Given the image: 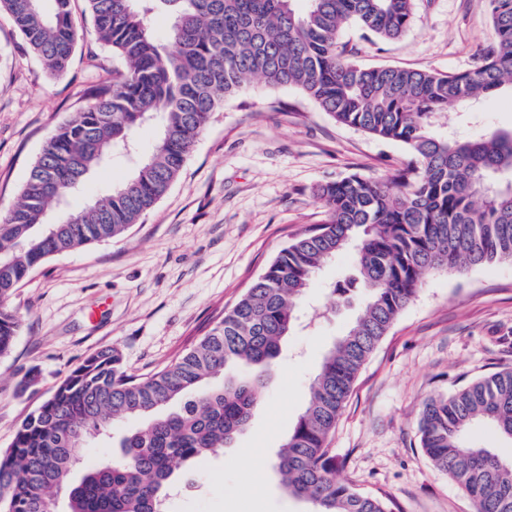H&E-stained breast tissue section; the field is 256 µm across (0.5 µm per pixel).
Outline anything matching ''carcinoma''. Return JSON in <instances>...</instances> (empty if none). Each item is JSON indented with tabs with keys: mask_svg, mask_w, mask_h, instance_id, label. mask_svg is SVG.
Wrapping results in <instances>:
<instances>
[{
	"mask_svg": "<svg viewBox=\"0 0 512 512\" xmlns=\"http://www.w3.org/2000/svg\"><path fill=\"white\" fill-rule=\"evenodd\" d=\"M99 41L127 70L90 92L35 159L17 201L0 213V357L20 329L9 301L50 256L123 236L167 194L212 114L253 80L301 90L335 121L402 143L409 159L387 180L351 174L321 185L326 222L283 248L234 306L180 358L146 376L104 348L67 376L15 430L0 452V512H166L178 472L245 430L259 390L297 320V305L320 266L355 253L364 303L323 358L310 399L274 461L282 489L315 512H392L389 501L336 478L327 439L358 374L422 276L512 262V132L460 140L436 132L455 105L512 89V0H487L496 42L472 69L438 73L364 67L345 57L347 24L382 39L411 25L415 0H86ZM171 16L165 37L148 19ZM29 49L53 75L66 71L78 38L71 0H0ZM159 127L151 154L112 191L47 224L70 206L72 164L84 175L118 151L136 149L146 123ZM150 420L121 442V454L75 482L81 449L116 419ZM489 421L512 441V369L424 402V455L471 499L475 512H512V461L466 438Z\"/></svg>",
	"mask_w": 512,
	"mask_h": 512,
	"instance_id": "carcinoma-1",
	"label": "carcinoma"
}]
</instances>
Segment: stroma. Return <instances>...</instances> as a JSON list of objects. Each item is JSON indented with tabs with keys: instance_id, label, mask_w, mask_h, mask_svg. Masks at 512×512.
<instances>
[{
	"instance_id": "35a3bbf8",
	"label": "stroma",
	"mask_w": 512,
	"mask_h": 512,
	"mask_svg": "<svg viewBox=\"0 0 512 512\" xmlns=\"http://www.w3.org/2000/svg\"><path fill=\"white\" fill-rule=\"evenodd\" d=\"M81 33L67 72L50 76L0 12V211L17 199L47 139L87 104L95 85L125 71L97 39L84 0H72ZM495 33L486 0H416L403 37L358 27L339 40L348 58L444 74L473 68ZM512 130V92L480 99L473 119L448 110L441 133L467 139ZM407 153L396 141L334 121L299 90L248 84L213 113L167 195L122 238L55 255L14 291L21 329L0 357V450L19 423L85 358L117 349L128 372L152 373L181 356L297 236L320 224L315 190L357 173L390 177ZM133 159L115 155L72 202L111 190ZM353 254L326 264L301 303L306 321L283 342L247 428L177 485L168 512H310L286 495L272 461L303 410L323 354L354 310L329 311L327 283ZM512 369V262L426 274L362 368L328 448L337 475L388 498L394 512H474L467 494L420 448L425 400ZM36 382L19 383L28 372ZM256 453L245 472L236 461Z\"/></svg>"
}]
</instances>
